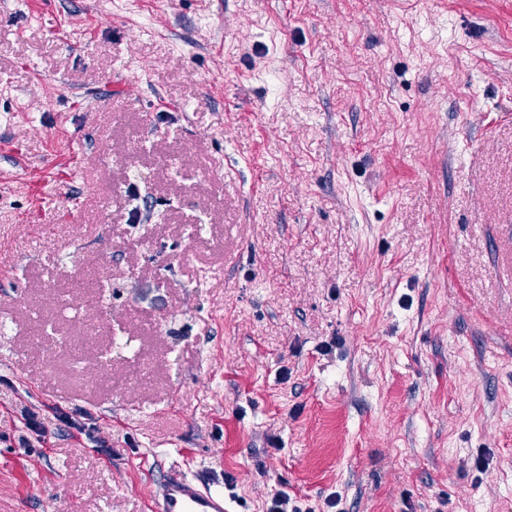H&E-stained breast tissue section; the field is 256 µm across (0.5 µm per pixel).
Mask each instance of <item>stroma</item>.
<instances>
[{
  "label": "stroma",
  "mask_w": 512,
  "mask_h": 512,
  "mask_svg": "<svg viewBox=\"0 0 512 512\" xmlns=\"http://www.w3.org/2000/svg\"><path fill=\"white\" fill-rule=\"evenodd\" d=\"M0 252V512H512V0H0ZM181 473H170L161 495L150 504L151 512H228L224 490Z\"/></svg>",
  "instance_id": "35a3bbf8"
}]
</instances>
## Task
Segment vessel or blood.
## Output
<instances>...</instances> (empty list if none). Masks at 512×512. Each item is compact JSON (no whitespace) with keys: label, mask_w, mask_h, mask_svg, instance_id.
I'll return each instance as SVG.
<instances>
[{"label":"vessel or blood","mask_w":512,"mask_h":512,"mask_svg":"<svg viewBox=\"0 0 512 512\" xmlns=\"http://www.w3.org/2000/svg\"><path fill=\"white\" fill-rule=\"evenodd\" d=\"M150 512H227L224 492L211 483L180 473L169 474Z\"/></svg>","instance_id":"obj_1"}]
</instances>
